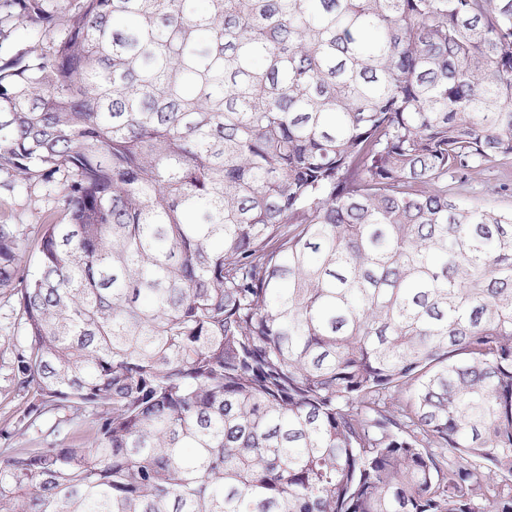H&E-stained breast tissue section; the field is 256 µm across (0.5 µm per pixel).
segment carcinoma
Masks as SVG:
<instances>
[{
    "label": "carcinoma",
    "instance_id": "carcinoma-1",
    "mask_svg": "<svg viewBox=\"0 0 512 512\" xmlns=\"http://www.w3.org/2000/svg\"><path fill=\"white\" fill-rule=\"evenodd\" d=\"M26 398L0 512H512V0H0ZM90 410L87 441L16 442ZM512 180V158L503 160L497 167L486 169L473 175L466 193L467 202L475 207L491 206L498 209H512L510 194H491L489 187L499 181ZM56 203L48 202L35 191L26 194H10L0 190V224H35L38 211L54 209Z\"/></svg>",
    "mask_w": 512,
    "mask_h": 512
}]
</instances>
